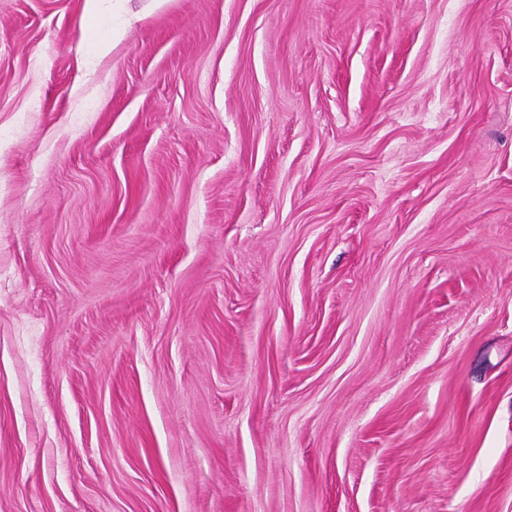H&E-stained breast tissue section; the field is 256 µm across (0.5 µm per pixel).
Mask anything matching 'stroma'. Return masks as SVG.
Instances as JSON below:
<instances>
[{"mask_svg": "<svg viewBox=\"0 0 512 512\" xmlns=\"http://www.w3.org/2000/svg\"><path fill=\"white\" fill-rule=\"evenodd\" d=\"M83 3L0 0V512H512V0Z\"/></svg>", "mask_w": 512, "mask_h": 512, "instance_id": "stroma-1", "label": "stroma"}]
</instances>
